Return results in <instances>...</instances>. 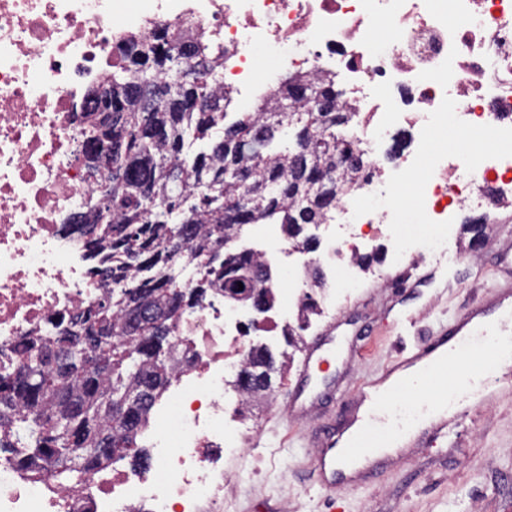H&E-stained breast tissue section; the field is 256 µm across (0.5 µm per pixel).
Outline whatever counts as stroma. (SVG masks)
Segmentation results:
<instances>
[{
	"label": "stroma",
	"mask_w": 512,
	"mask_h": 512,
	"mask_svg": "<svg viewBox=\"0 0 512 512\" xmlns=\"http://www.w3.org/2000/svg\"><path fill=\"white\" fill-rule=\"evenodd\" d=\"M480 251L456 234L444 255L430 258L439 281L391 283V245L378 239L372 276L338 303L340 326L315 376H328L336 398L322 397L298 419L283 406L296 382L295 369L276 378L257 423L264 447H250L228 466L238 474L226 512H281L284 498H298L299 512H512V389L495 391L480 406L465 405L458 438L428 437L391 458L387 472L335 491L322 490L306 463L314 437L338 422L356 391L382 371L398 367L403 347L423 344L438 319H458L487 297L489 287L512 288V240L486 225ZM413 315L418 332L401 335L397 320Z\"/></svg>",
	"instance_id": "35a3bbf8"
}]
</instances>
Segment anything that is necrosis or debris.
<instances>
[{"label":"necrosis or debris","instance_id":"necrosis-or-debris-1","mask_svg":"<svg viewBox=\"0 0 512 512\" xmlns=\"http://www.w3.org/2000/svg\"><path fill=\"white\" fill-rule=\"evenodd\" d=\"M124 33L223 46L219 83L239 101L275 96L283 73L333 78L355 114L344 135L371 176L336 207L340 229L322 250L274 284L275 315L220 295L184 307L172 333L181 362L138 435L148 467L103 466L63 487L1 457L0 512H224V464L252 438L224 416L247 327L281 331L316 265L339 289L357 287L379 233L403 266L447 243L460 215L497 224L512 210V0H0V367L110 287L70 218L106 185L88 177L82 131ZM452 124L484 138L478 162L442 148ZM411 178L419 191L405 209L395 198ZM253 230L255 258L295 253L280 225Z\"/></svg>","mask_w":512,"mask_h":512}]
</instances>
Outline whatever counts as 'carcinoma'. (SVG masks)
Wrapping results in <instances>:
<instances>
[{"label":"carcinoma","instance_id":"cac0c4a2","mask_svg":"<svg viewBox=\"0 0 512 512\" xmlns=\"http://www.w3.org/2000/svg\"><path fill=\"white\" fill-rule=\"evenodd\" d=\"M196 64L177 82V48L139 43L129 64L112 65V99L83 129L89 177L101 175L93 146L112 142L111 189L91 200L95 219L85 248L116 288L58 325L55 335L17 348L0 373V440L14 464L58 484H83L102 463L145 459L138 429L174 371L170 334L185 294L171 276L142 279L156 264L175 265L189 251L203 288L248 300L253 257L224 249L243 224H280L297 239L300 224H321L325 210L368 177L364 162L345 164L352 144L333 81L285 75L276 100L259 97L229 118L232 91L210 75L224 48L196 43ZM155 77L150 104L137 96ZM91 317L98 334L81 335ZM282 371L270 349L251 354ZM246 405L271 388L249 384Z\"/></svg>","mask_w":512,"mask_h":512}]
</instances>
